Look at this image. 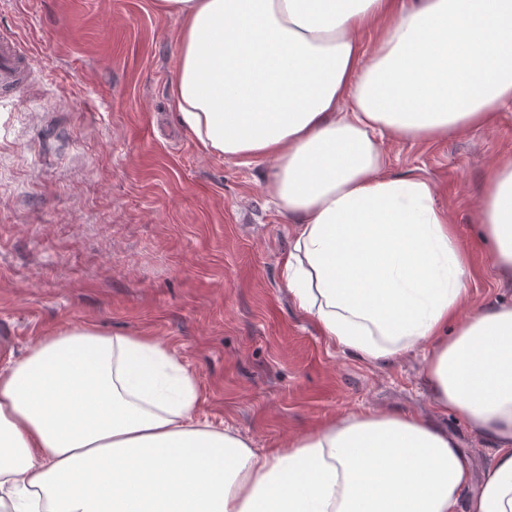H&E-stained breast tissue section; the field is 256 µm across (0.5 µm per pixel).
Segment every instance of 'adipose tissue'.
Wrapping results in <instances>:
<instances>
[{
  "label": "adipose tissue",
  "instance_id": "1",
  "mask_svg": "<svg viewBox=\"0 0 512 512\" xmlns=\"http://www.w3.org/2000/svg\"><path fill=\"white\" fill-rule=\"evenodd\" d=\"M181 19L173 106L209 152L271 169L295 224L287 287L369 363L426 344L435 405L351 413L257 452L198 416L196 382L147 336L75 326L0 367V512H512V303L473 306L472 257L386 139L430 142L512 106V0H155ZM512 274V154L478 209Z\"/></svg>",
  "mask_w": 512,
  "mask_h": 512
}]
</instances>
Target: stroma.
Wrapping results in <instances>:
<instances>
[{
	"label": "stroma",
	"mask_w": 512,
	"mask_h": 512,
	"mask_svg": "<svg viewBox=\"0 0 512 512\" xmlns=\"http://www.w3.org/2000/svg\"><path fill=\"white\" fill-rule=\"evenodd\" d=\"M180 27L154 0H0V33L20 40L29 74L21 100L0 101V360L74 325L149 336L194 375L200 418L253 448L401 410L448 429L482 476L493 448L436 410L423 351L361 361L299 308L284 268L294 226L265 191L268 166L209 153L172 107ZM384 149L457 224L474 305L511 302L476 215L512 115Z\"/></svg>",
	"instance_id": "stroma-1"
}]
</instances>
